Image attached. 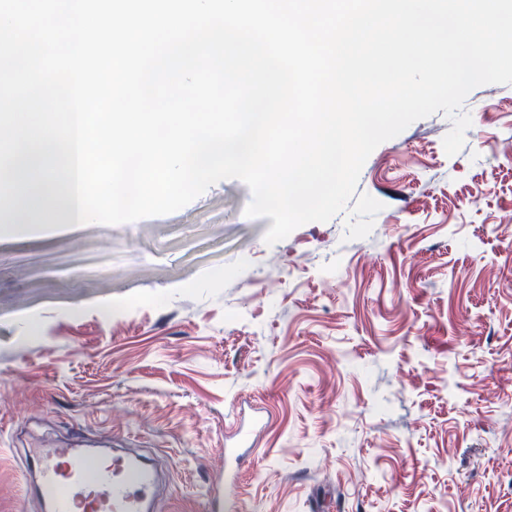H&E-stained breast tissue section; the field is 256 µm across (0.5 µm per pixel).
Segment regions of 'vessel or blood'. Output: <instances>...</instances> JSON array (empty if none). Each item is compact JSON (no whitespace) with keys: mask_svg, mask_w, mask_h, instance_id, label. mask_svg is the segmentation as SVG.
<instances>
[{"mask_svg":"<svg viewBox=\"0 0 512 512\" xmlns=\"http://www.w3.org/2000/svg\"><path fill=\"white\" fill-rule=\"evenodd\" d=\"M29 491L42 512H156L157 474L137 458L80 447L27 458Z\"/></svg>","mask_w":512,"mask_h":512,"instance_id":"b4317fda","label":"vessel or blood"}]
</instances>
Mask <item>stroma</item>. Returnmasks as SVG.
Listing matches in <instances>:
<instances>
[{"label": "stroma", "instance_id": "stroma-1", "mask_svg": "<svg viewBox=\"0 0 512 512\" xmlns=\"http://www.w3.org/2000/svg\"><path fill=\"white\" fill-rule=\"evenodd\" d=\"M367 159L345 214L267 245L240 180L120 225L0 235V512H41L28 448L75 436L210 512L240 410L263 417L236 512H512V85L474 88Z\"/></svg>", "mask_w": 512, "mask_h": 512}]
</instances>
